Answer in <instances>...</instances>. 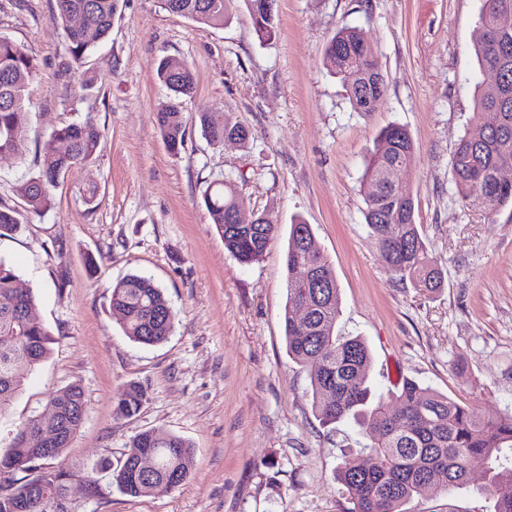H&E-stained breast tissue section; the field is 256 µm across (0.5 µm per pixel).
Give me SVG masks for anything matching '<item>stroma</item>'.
<instances>
[{"label": "stroma", "instance_id": "1", "mask_svg": "<svg viewBox=\"0 0 512 512\" xmlns=\"http://www.w3.org/2000/svg\"><path fill=\"white\" fill-rule=\"evenodd\" d=\"M480 0H277L278 34L260 42L245 11L214 28L168 13L160 0H125L112 32L84 65L67 55L51 17L56 0H0V35L39 61L24 123V159L0 157V208L18 231L0 238L19 285L33 289L34 318L51 333V354L21 367L25 388L12 424L43 412L49 396L81 385L86 413L65 449L67 512H348L334 479L343 453L367 439L346 421L321 426L310 371L286 351L284 256L294 218L311 224L339 286L338 334L365 339L372 395L403 379L476 408L512 412V209L488 222L478 197L460 199L451 157L478 111L487 82L473 52ZM357 28L387 79L377 111L357 112L326 69L336 30ZM163 56L188 61L195 92L181 99L185 148L170 153L155 114L171 93L155 74ZM94 71L92 90L80 88ZM226 113L248 127L247 147L211 145L198 119ZM93 120L92 162L72 169L35 215L18 186L36 169L57 127ZM408 129L415 163L397 178L445 280L420 294L387 266L365 224L361 180L379 132ZM237 180L245 213L278 228L262 259L239 264L209 222L202 195L223 174ZM95 183L97 200L81 189ZM97 274H89L88 259ZM150 275L175 313L156 346L129 340L110 305L111 285ZM147 390L132 419L118 414L127 382ZM155 430L190 440L195 470L177 489L131 497L109 474L131 438ZM482 459L466 486L426 493L409 512H493Z\"/></svg>", "mask_w": 512, "mask_h": 512}]
</instances>
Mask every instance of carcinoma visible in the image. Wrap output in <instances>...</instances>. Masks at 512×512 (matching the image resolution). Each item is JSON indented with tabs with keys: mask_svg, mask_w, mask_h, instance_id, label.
<instances>
[{
	"mask_svg": "<svg viewBox=\"0 0 512 512\" xmlns=\"http://www.w3.org/2000/svg\"><path fill=\"white\" fill-rule=\"evenodd\" d=\"M124 0H56L52 22L65 34V50L81 65L112 30ZM172 14L208 26H224L232 9L247 11L258 39L276 37V13L265 10L263 0H161ZM478 27L498 33L509 47L495 88H475L477 108H497L502 113L496 130L474 123L460 138L451 164L457 192L466 200L487 196L486 215L492 221L501 209L512 206V184L496 185L500 166L512 165V0H482ZM360 32L342 27L329 40L324 58L331 73L346 86L349 103L357 112H374L386 93V79L373 57L363 56ZM38 60L27 47L0 36V153L24 158L27 131L22 116L30 101V87ZM159 81L175 101L156 112V126L169 151L184 147L186 124L177 100L196 89L194 68L172 57L159 59ZM202 134L213 145L227 139L244 146L251 132L226 122L221 112L200 115ZM57 140L67 142L58 152ZM100 131L92 121L55 129L39 152L37 171L19 186L29 211L39 214L52 205L51 188L73 168L89 163L98 148ZM416 149L406 128L389 125L378 135L363 174L365 223L389 266L401 280L410 281L425 295L444 285V273L429 258L421 225L415 220V201L408 189L391 183L388 172L415 162ZM210 223L224 239L225 249L239 263L251 264L266 253L278 228L273 224L240 226L231 223L242 204L230 179L212 181L204 193ZM287 300L281 316L289 357L311 366L313 409L325 427L345 420L359 425L368 438L367 452L345 454L334 479L342 486L351 507L348 512H407L405 505L427 490L445 492L467 481V463L480 457L487 463V480L495 499L494 512H512V415L482 416L445 394L412 379L376 399H371L367 377L371 353L359 336L336 333L340 314L339 287L331 263L316 246L311 225L297 218L290 225L284 258ZM36 296L18 286L12 263L0 257V419L6 417L23 381L15 365L35 368L48 358L53 338L29 317ZM112 310L123 314L121 327L133 342L155 346L172 335L176 314L165 292L153 278L134 273L111 286ZM148 399L147 390L129 382L117 398L121 413L136 416ZM397 410H390V406ZM86 408L80 385L54 392L41 414L21 423L5 451L0 466L17 463L0 493V512H17L16 504L36 491L44 463L55 460L68 447L82 425ZM36 428L57 434L43 451L24 435ZM151 456L155 468L141 469L139 460ZM194 448L179 435L164 438L143 431L129 443L123 463L113 471L118 488L134 497L151 496L181 486L191 475Z\"/></svg>",
	"mask_w": 512,
	"mask_h": 512,
	"instance_id": "obj_1",
	"label": "carcinoma"
}]
</instances>
